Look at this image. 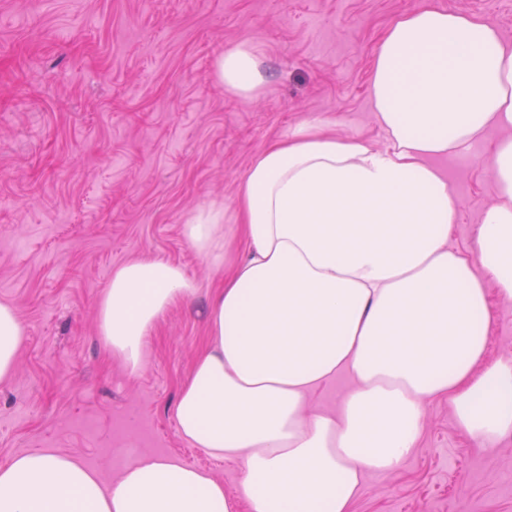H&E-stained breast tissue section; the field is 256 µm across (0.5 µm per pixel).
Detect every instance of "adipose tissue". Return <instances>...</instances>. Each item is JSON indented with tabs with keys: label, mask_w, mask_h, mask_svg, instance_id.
I'll return each instance as SVG.
<instances>
[{
	"label": "adipose tissue",
	"mask_w": 512,
	"mask_h": 512,
	"mask_svg": "<svg viewBox=\"0 0 512 512\" xmlns=\"http://www.w3.org/2000/svg\"><path fill=\"white\" fill-rule=\"evenodd\" d=\"M216 78L253 98L264 83L246 43ZM370 97L386 140L301 122L249 166L233 231L245 254L209 305L211 342L176 404L181 436L237 461L250 512H352L364 472H391L417 447L423 405L444 399L484 451L512 436V358L488 361V287L512 300V44L484 17L428 5L398 16L374 55ZM498 200L472 247L450 243L460 202L431 159L464 154L486 129ZM223 208L199 210L190 245L224 262ZM196 283L139 258L112 273L98 331L130 374L145 338ZM26 329L0 303V382ZM339 413L307 412L339 371ZM0 512H235L224 485L175 456H142L107 481L44 449L0 464Z\"/></svg>",
	"instance_id": "adipose-tissue-1"
}]
</instances>
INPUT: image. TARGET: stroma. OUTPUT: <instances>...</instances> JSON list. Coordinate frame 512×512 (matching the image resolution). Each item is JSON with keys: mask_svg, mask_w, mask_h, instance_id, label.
<instances>
[{"mask_svg": "<svg viewBox=\"0 0 512 512\" xmlns=\"http://www.w3.org/2000/svg\"><path fill=\"white\" fill-rule=\"evenodd\" d=\"M428 4L483 16L512 44V0H0V303L26 328L0 383V462L51 449L113 480L140 456L175 455L248 512L239 463L185 441L175 418L224 281L183 227L210 203L233 209L252 159L303 120L384 147L374 53L396 15ZM241 41L266 77L253 99L215 77ZM503 134L431 160L461 204L453 245L472 246L497 200L484 157ZM142 256L181 266L198 293L151 330L132 376L95 307L113 270ZM491 305L489 355L512 356V302ZM353 512H512V437L481 451L447 401L428 400L417 448L396 471L364 473Z\"/></svg>", "mask_w": 512, "mask_h": 512, "instance_id": "35a3bbf8", "label": "stroma"}]
</instances>
